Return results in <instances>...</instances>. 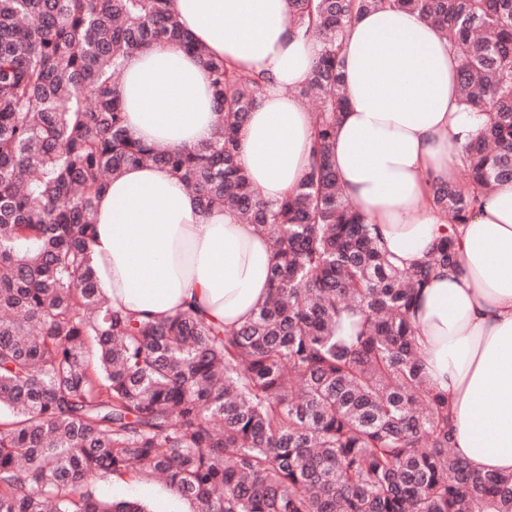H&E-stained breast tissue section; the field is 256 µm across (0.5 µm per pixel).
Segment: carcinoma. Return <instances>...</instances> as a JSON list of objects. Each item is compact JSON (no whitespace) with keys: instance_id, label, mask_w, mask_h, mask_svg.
<instances>
[{"instance_id":"obj_1","label":"carcinoma","mask_w":512,"mask_h":512,"mask_svg":"<svg viewBox=\"0 0 512 512\" xmlns=\"http://www.w3.org/2000/svg\"><path fill=\"white\" fill-rule=\"evenodd\" d=\"M386 1L441 29L466 110L486 116L460 180L429 182L450 223L410 267L380 248L332 157L339 36ZM288 2L322 43L297 90L316 100L313 163L270 202L238 148L263 80L193 45L172 0H0V512H148L96 498L112 476L161 481L195 512H512V475L458 457L412 321L418 291L461 266L458 228L512 182V0ZM161 43L199 56L223 113L193 149L162 152L127 127L124 62ZM136 164L266 232L271 293L248 323L112 309L91 267L93 204Z\"/></svg>"}]
</instances>
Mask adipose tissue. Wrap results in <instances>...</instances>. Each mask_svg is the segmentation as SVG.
Segmentation results:
<instances>
[{
  "label": "adipose tissue",
  "instance_id": "ef3b65f1",
  "mask_svg": "<svg viewBox=\"0 0 512 512\" xmlns=\"http://www.w3.org/2000/svg\"><path fill=\"white\" fill-rule=\"evenodd\" d=\"M183 28L226 66L265 77L239 134L241 160L267 200L281 199L311 162L312 112L287 95L307 84L321 51L288 0H173ZM347 108L333 156L342 190L378 228L399 265L425 259L448 224L425 199L427 178L456 181L463 145L483 123L466 111L461 58L433 23L387 5L361 12L342 41ZM131 134L158 149L212 137L207 68L179 47L132 53L119 89ZM92 265L113 307L155 318L194 310L226 326L267 299L271 243L234 212H201L168 170L144 165L94 201ZM460 270L434 276L416 299L424 373L448 395L457 452L479 472L512 474V183L459 229Z\"/></svg>",
  "mask_w": 512,
  "mask_h": 512
}]
</instances>
